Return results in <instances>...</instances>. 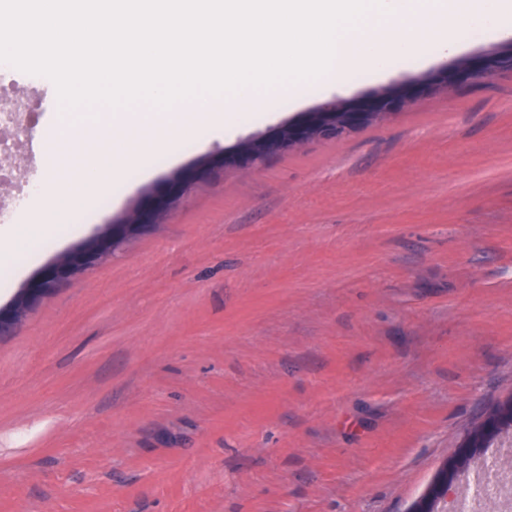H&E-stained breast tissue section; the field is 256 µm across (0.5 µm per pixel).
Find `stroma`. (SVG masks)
Returning a JSON list of instances; mask_svg holds the SVG:
<instances>
[{"instance_id":"35a3bbf8","label":"stroma","mask_w":512,"mask_h":512,"mask_svg":"<svg viewBox=\"0 0 512 512\" xmlns=\"http://www.w3.org/2000/svg\"><path fill=\"white\" fill-rule=\"evenodd\" d=\"M499 46L465 32L386 83L353 75L345 100L388 83L415 101L243 172L241 142L332 101L315 81L275 91L270 121L77 196L57 222L84 232L37 262L0 241L5 308L140 212L0 336V512H409L441 464L483 458L477 432L512 395V72L451 93L425 77ZM15 89L28 146L47 145L53 82ZM108 227L103 232L99 233L92 242L83 246L80 252L68 254L58 258L54 268L50 269L45 277L39 278L35 281L41 285L43 294L47 288L52 285L60 276L59 274H69L79 271L87 264L108 256L112 253V249L115 250L120 246L119 240L121 235H117L113 241L112 231L108 230ZM104 235H106L108 238L102 245H100V243L94 249L95 244Z\"/></svg>"}]
</instances>
